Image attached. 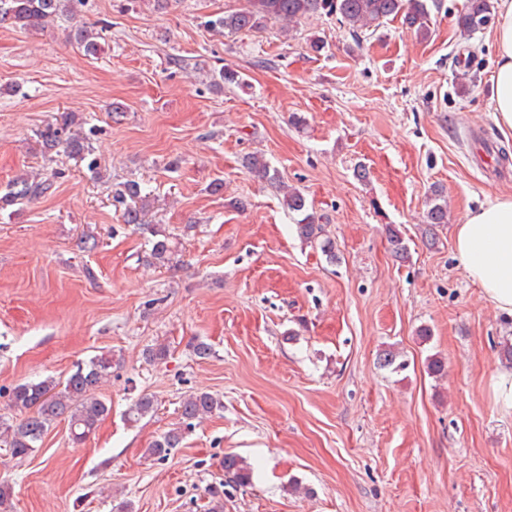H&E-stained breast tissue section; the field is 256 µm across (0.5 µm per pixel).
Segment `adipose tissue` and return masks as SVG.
Returning a JSON list of instances; mask_svg holds the SVG:
<instances>
[{"label": "adipose tissue", "mask_w": 512, "mask_h": 512, "mask_svg": "<svg viewBox=\"0 0 512 512\" xmlns=\"http://www.w3.org/2000/svg\"><path fill=\"white\" fill-rule=\"evenodd\" d=\"M495 43V120L501 132L512 134V0H499ZM455 248L467 277L498 311L512 316V197L468 212L456 227Z\"/></svg>", "instance_id": "1"}]
</instances>
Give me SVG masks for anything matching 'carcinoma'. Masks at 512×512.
Segmentation results:
<instances>
[{"instance_id": "carcinoma-1", "label": "carcinoma", "mask_w": 512, "mask_h": 512, "mask_svg": "<svg viewBox=\"0 0 512 512\" xmlns=\"http://www.w3.org/2000/svg\"><path fill=\"white\" fill-rule=\"evenodd\" d=\"M82 0H0V25L10 24L27 30L43 27L46 18L59 12L72 14ZM438 7L437 0H246V6L239 11L226 13L209 21L216 29L240 33L258 28L267 22L296 23L311 15L325 13L336 16L349 34L360 41L361 34L376 27L383 20L393 16L402 18V24L414 35L426 40L431 36V8ZM494 20L490 0H468V4L457 18V25L466 36L487 29ZM99 32L87 25L76 29L75 39L88 55L98 51ZM75 121V115L68 114L61 127H47L40 132L46 144L58 143L66 126ZM248 173L271 183L277 182V174L270 172L268 162L261 155L249 156L245 160ZM52 183L21 179L9 185L7 192L0 196V208L10 206L19 200L37 197L47 193ZM122 195L129 197L133 207L126 214L129 224L140 221V213L149 206V197L141 195L136 183L124 186ZM427 210L428 227L448 223V203L440 189L432 190ZM301 238L312 246L320 248L326 258L336 261V244L325 233V225L318 224L315 217L307 215L298 224ZM389 242L398 258L407 256V246L400 231L393 225L387 226ZM150 259L161 265L171 262L174 248L169 238H158L152 232ZM112 368V357L101 355L76 365V369L65 382L53 379L25 382L12 390V402L25 412L17 424L0 423V440L12 455L26 457L40 447L48 429L61 417L68 418L70 434L76 443L86 440L97 428L99 421L108 414L110 407L96 395ZM223 408L220 398L208 392H197L187 396L181 406L183 427L170 430L154 441L147 449L149 457L161 460L171 454L182 443L186 430L193 422ZM154 401L148 395L137 397L128 407L126 416L131 423H137L153 412ZM224 473L239 486H246L252 480V468L245 460L235 455L224 456Z\"/></svg>"}]
</instances>
